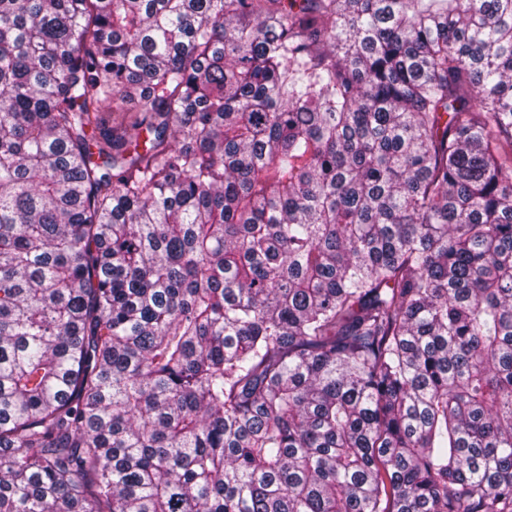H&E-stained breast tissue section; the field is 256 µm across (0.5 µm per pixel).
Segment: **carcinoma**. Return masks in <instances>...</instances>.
I'll use <instances>...</instances> for the list:
<instances>
[{"label": "carcinoma", "instance_id": "carcinoma-1", "mask_svg": "<svg viewBox=\"0 0 512 512\" xmlns=\"http://www.w3.org/2000/svg\"><path fill=\"white\" fill-rule=\"evenodd\" d=\"M0 512H512V0H0Z\"/></svg>", "mask_w": 512, "mask_h": 512}]
</instances>
